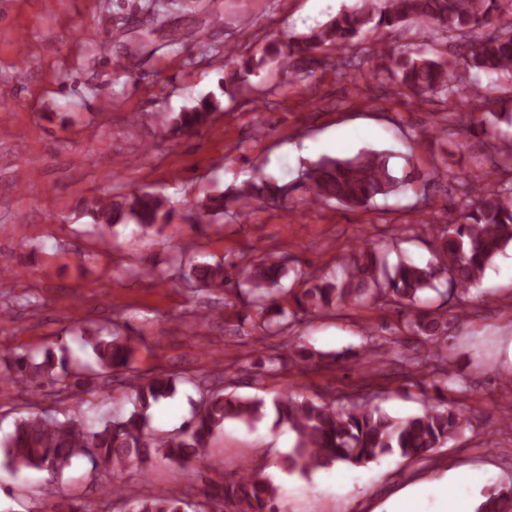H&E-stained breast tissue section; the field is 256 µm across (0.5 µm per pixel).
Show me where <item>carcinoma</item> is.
<instances>
[{
  "mask_svg": "<svg viewBox=\"0 0 512 512\" xmlns=\"http://www.w3.org/2000/svg\"><path fill=\"white\" fill-rule=\"evenodd\" d=\"M512 0H356L326 23L308 33L271 39L243 56L224 50L234 67L224 72V93L232 95L249 76L266 65H282L298 74H312L323 64L319 54L337 53L336 66L351 68L346 50L369 43L378 31H387L401 41L399 50L379 65L371 76L385 72L400 90L415 97H454L486 108L494 103L493 94L503 82L512 84ZM444 39L468 37L467 51L442 59L428 44L425 28ZM217 101L205 97L197 105L173 117V131L185 133L207 124ZM469 145L474 157L486 153L488 140L498 142L499 161L488 171L475 163L478 173L459 182L461 197L445 224H429L417 219L416 234L432 236V259L426 264L401 260L391 266L387 255L395 242L386 240L375 247L350 246L336 257L334 274L307 272L287 266L285 259L267 255L250 256L237 264L204 263L192 266L196 281L247 299L260 318L261 331L270 337L295 331L301 316L331 314L344 306L365 303L393 305L400 310V327L407 334L421 337V353L400 354L419 373L408 371L403 378L422 386L429 374L444 377L450 362L448 342L452 322L467 317L465 301L480 285L488 267L512 243V112H486L471 134ZM406 182L393 175L389 157L379 151L362 150L351 157L322 156L297 170L291 180L255 176L226 193L207 195L190 204L196 218L231 214L240 220L261 205H284L295 190L304 186L312 204L332 203L361 207L379 197L404 190ZM166 197L152 191H134L91 204L90 215L103 233L116 224H135L143 230L170 222L173 209ZM293 273L296 288L281 287V280ZM441 304L430 307V293ZM289 295L292 304H280L279 295ZM454 303L458 311L448 317L444 308ZM79 339L89 346L97 366L96 378L68 356V347L45 348L38 352L16 351L0 357V384H21L40 390L54 388L69 392L96 389L95 379L111 372L132 371L121 395L132 405L126 416L103 420L88 426L66 412L54 414L29 411L17 417L12 430L0 439V467L14 474L36 470L51 482H60L77 463L88 461L92 469H112L116 496L125 500L126 512H186L184 498L171 493L125 497L122 476L130 468H144L153 459H162L183 468L199 462L218 469L209 454L214 435L227 420L248 426L274 411L276 423L285 424L295 435V444L281 459L283 470L309 475L333 464L364 467L385 456L404 460L430 456L447 445L470 425L466 409L444 399L448 380L434 381L432 387L440 402L422 413L404 418L392 417L377 405H370L367 394L359 399L328 400L324 397L298 398L278 394L272 405L262 398H241L226 392L223 377L212 381L185 373L173 377L165 372L142 374L132 367L136 345L142 333L131 326L124 331L100 327L79 328ZM386 352L366 349L348 352L341 358L354 367L382 362ZM194 385L199 400L190 420L178 431L156 435L148 430L149 411L154 404L176 391L177 382ZM207 501L195 512H206L204 505L220 506V512H282L280 488L262 469L244 463L235 477L210 484ZM512 488L489 487L475 512H509Z\"/></svg>",
  "mask_w": 512,
  "mask_h": 512,
  "instance_id": "1",
  "label": "carcinoma"
}]
</instances>
